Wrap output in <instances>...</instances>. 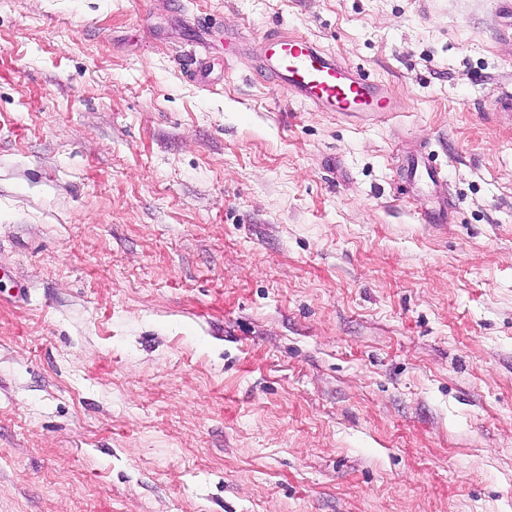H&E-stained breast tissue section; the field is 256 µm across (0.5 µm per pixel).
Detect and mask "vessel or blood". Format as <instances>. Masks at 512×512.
<instances>
[{
  "label": "vessel or blood",
  "mask_w": 512,
  "mask_h": 512,
  "mask_svg": "<svg viewBox=\"0 0 512 512\" xmlns=\"http://www.w3.org/2000/svg\"><path fill=\"white\" fill-rule=\"evenodd\" d=\"M261 74L274 80L289 97L319 112L386 118L394 103L378 94L360 70L339 62L317 43L298 35L272 33L265 38ZM410 186L425 190L444 184L446 175L429 156H414L402 166Z\"/></svg>",
  "instance_id": "1"
}]
</instances>
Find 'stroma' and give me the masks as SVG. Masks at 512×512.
I'll use <instances>...</instances> for the list:
<instances>
[{"label": "stroma", "mask_w": 512, "mask_h": 512, "mask_svg": "<svg viewBox=\"0 0 512 512\" xmlns=\"http://www.w3.org/2000/svg\"><path fill=\"white\" fill-rule=\"evenodd\" d=\"M511 8L0 0V512H512ZM260 74L274 80L294 100L318 112L385 119L394 103L359 69L339 62L317 43L298 35L271 33L265 38ZM402 171L409 185L419 191L442 185L447 181L445 173L434 164L428 154L408 159L402 165Z\"/></svg>", "instance_id": "stroma-1"}]
</instances>
